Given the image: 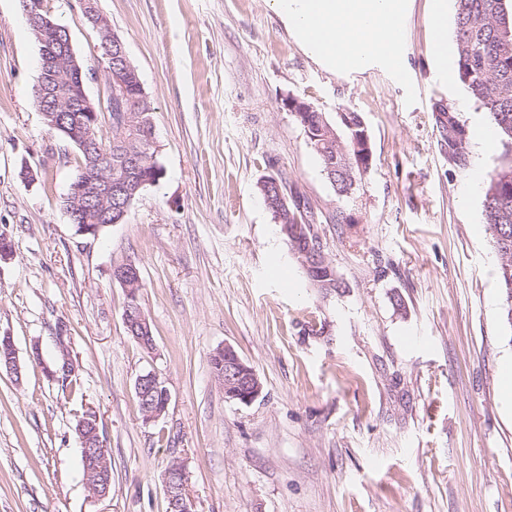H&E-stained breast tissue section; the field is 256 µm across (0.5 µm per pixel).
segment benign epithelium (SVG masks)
<instances>
[{
  "mask_svg": "<svg viewBox=\"0 0 512 512\" xmlns=\"http://www.w3.org/2000/svg\"><path fill=\"white\" fill-rule=\"evenodd\" d=\"M22 11L30 30L38 43L45 42L48 33L53 32L59 42H64L70 31L55 23L48 0H20ZM77 15L91 24L100 37L101 65L107 77L109 94L128 96L132 87L142 88L136 69L127 58L122 40L112 33L107 19L100 12L98 0H77ZM84 71L75 55H69L67 76L63 78L65 87L52 90L46 82H38L35 88V100L44 107L49 99H68L74 104L73 117L83 129V136L77 140V146L86 156V163L79 172L65 197L66 213L72 224L89 223V214L98 211L99 223L105 225L121 224L128 209L122 205L112 207V194L124 191V185L134 179V170L123 171L122 176L112 180V154L101 150L98 138L112 137V131L99 130V113L104 111V101L91 100L81 78ZM224 386V397L250 403L262 391V383L256 371L246 364L237 351L230 345H224V375L217 377ZM154 387L164 394V403L158 407H144V416L148 420L161 417L168 407L170 394L160 377L153 371L137 377L135 393L139 394L144 386ZM186 470L175 463L164 472V492L167 512H194L193 504L186 495Z\"/></svg>",
  "mask_w": 512,
  "mask_h": 512,
  "instance_id": "1",
  "label": "benign epithelium"
}]
</instances>
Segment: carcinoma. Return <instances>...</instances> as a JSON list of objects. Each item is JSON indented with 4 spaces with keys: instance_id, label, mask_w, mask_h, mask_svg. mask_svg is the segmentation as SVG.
Instances as JSON below:
<instances>
[{
    "instance_id": "cac0c4a2",
    "label": "carcinoma",
    "mask_w": 512,
    "mask_h": 512,
    "mask_svg": "<svg viewBox=\"0 0 512 512\" xmlns=\"http://www.w3.org/2000/svg\"><path fill=\"white\" fill-rule=\"evenodd\" d=\"M455 41L458 59L456 77L471 98L485 110L488 120L495 126L504 145L512 152V14L507 11L506 0H455ZM129 101L112 103V143L106 144L112 152V166L135 164L140 176L156 184L163 176V168L154 146L150 114L151 103L147 98L139 101L136 124L124 126V110ZM72 103L54 104L47 108L53 120L69 129L64 135L82 134L70 120ZM455 125L463 134L448 160L458 167L468 164V132L459 113L452 112ZM306 136L318 154L323 172L339 192L353 188L358 176L369 168V150H355L354 141L368 136L361 116L356 112H343L340 122L343 135L336 136V127L324 113H294ZM484 218L499 257L496 271L497 283L504 297L503 318L512 326V158L490 175L484 193ZM288 227L283 234L291 250L302 253L308 247L319 246V236L314 229V214L307 200L293 198L288 205ZM86 438L88 447H103L99 424L88 423L78 430Z\"/></svg>"
}]
</instances>
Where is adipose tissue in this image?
Segmentation results:
<instances>
[{"mask_svg":"<svg viewBox=\"0 0 512 512\" xmlns=\"http://www.w3.org/2000/svg\"><path fill=\"white\" fill-rule=\"evenodd\" d=\"M299 43L335 72L362 69L367 61L394 62L408 0H272Z\"/></svg>","mask_w":512,"mask_h":512,"instance_id":"obj_1","label":"adipose tissue"}]
</instances>
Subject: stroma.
Segmentation results:
<instances>
[{
	"mask_svg": "<svg viewBox=\"0 0 512 512\" xmlns=\"http://www.w3.org/2000/svg\"><path fill=\"white\" fill-rule=\"evenodd\" d=\"M52 0L89 72L107 92L100 38ZM153 111L164 174L125 223L77 233L63 200L79 152L45 123L34 88L41 52L19 0H0V334L18 373L0 370V512H166L163 473L187 472L195 512H512V405L503 366L498 256L484 183L506 153L485 141L484 110L443 79L428 50L431 0H410L401 71L375 62L326 70L271 0H99ZM295 97L363 118L373 155L338 194L302 126ZM459 112L468 167L449 165L434 106ZM286 178L317 217L341 288L324 292L288 249L259 190ZM138 267L152 325L128 336L115 266ZM231 345L262 392L225 399L210 357ZM39 358H32V349ZM71 354L73 386L47 366ZM170 393L145 421L137 376ZM98 417L112 458L94 497L75 427ZM145 385L155 387L156 389H158V391L162 390V392L164 394V403L163 404H161L158 407H153V408L146 406V407H144V411H143V404L146 402L147 403L152 402V400H154V397L157 398V393H155V392H153L152 394L147 393L145 399H143V400L136 396L138 399L139 408L144 412L145 418L147 420H156L166 412V409H167L169 401H170V394H169L168 389L165 387L163 381H161L160 377L153 371L146 372L137 377V379L135 381L136 395H138V396L141 395L140 393L142 391V388Z\"/></svg>",
	"mask_w": 512,
	"mask_h": 512,
	"instance_id": "35a3bbf8",
	"label": "stroma"
}]
</instances>
